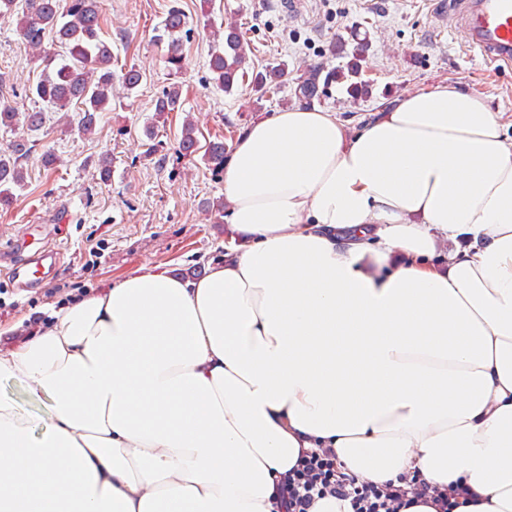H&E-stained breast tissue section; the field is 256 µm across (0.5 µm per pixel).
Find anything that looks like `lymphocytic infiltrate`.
Wrapping results in <instances>:
<instances>
[{
  "label": "lymphocytic infiltrate",
  "mask_w": 512,
  "mask_h": 512,
  "mask_svg": "<svg viewBox=\"0 0 512 512\" xmlns=\"http://www.w3.org/2000/svg\"><path fill=\"white\" fill-rule=\"evenodd\" d=\"M468 488L457 485L440 488L419 475H401L397 481H361L339 472L336 455L328 448L301 450L295 465L279 480L276 512H313L325 498L347 505L348 512H401L416 503L437 507L438 512H454Z\"/></svg>",
  "instance_id": "obj_1"
}]
</instances>
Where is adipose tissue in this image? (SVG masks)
Instances as JSON below:
<instances>
[{"label":"adipose tissue","instance_id":"obj_1","mask_svg":"<svg viewBox=\"0 0 512 512\" xmlns=\"http://www.w3.org/2000/svg\"><path fill=\"white\" fill-rule=\"evenodd\" d=\"M223 262L142 269L0 347V512H273L301 449L512 512V139L452 84L347 133L297 107L224 170ZM448 255L437 260V246ZM0 396H6L16 401L32 417L35 433H41L51 414L50 402L46 399H36L19 383L11 380H0Z\"/></svg>","mask_w":512,"mask_h":512}]
</instances>
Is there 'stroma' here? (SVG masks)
I'll return each mask as SVG.
<instances>
[{
  "mask_svg": "<svg viewBox=\"0 0 512 512\" xmlns=\"http://www.w3.org/2000/svg\"><path fill=\"white\" fill-rule=\"evenodd\" d=\"M102 2L101 31L115 66L132 65L143 75L136 93L103 113L90 136L63 126L50 107L40 130L0 128L2 150L19 136L35 145L23 162L24 187L9 207L0 208V250L24 264L50 240L64 252L57 271L27 290L16 288L0 267V324L15 326L20 338L34 325H46L51 309L111 287L139 268L192 279L222 261L228 218L201 204L223 199L224 173L208 167L201 155L179 153L184 120H194L200 144L220 139L234 149L249 126L287 109L294 83L309 65L344 67L350 52L334 56L328 47L351 32L369 43L362 63L369 96L353 99L345 84L332 82L322 85L313 101L334 112L348 132L410 94L449 82L482 97L512 137V69L494 70L478 52L460 48L434 0H295L289 12L280 0ZM173 6L186 14L189 30L182 69L174 78L164 63L165 45L153 39ZM231 19L246 33L251 67L287 63L288 81L279 91L260 98L247 86L227 93L213 83L208 68L213 33ZM16 23V17L0 16V100L24 110L32 105L25 91L40 70ZM173 79L182 87V109L156 120L154 100ZM147 125L154 126L158 142L150 154L143 146ZM47 150L58 157L50 170L41 164ZM105 154L112 158V177L104 183L96 163ZM24 224L31 230L21 243L17 237Z\"/></svg>",
  "mask_w": 512,
  "mask_h": 512,
  "instance_id": "obj_1",
  "label": "stroma"
}]
</instances>
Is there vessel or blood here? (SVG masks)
I'll list each match as a JSON object with an SVG mask.
<instances>
[{
  "label": "vessel or blood",
  "instance_id": "obj_1",
  "mask_svg": "<svg viewBox=\"0 0 512 512\" xmlns=\"http://www.w3.org/2000/svg\"><path fill=\"white\" fill-rule=\"evenodd\" d=\"M436 6L461 46L489 65L512 69V0H437Z\"/></svg>",
  "mask_w": 512,
  "mask_h": 512
}]
</instances>
